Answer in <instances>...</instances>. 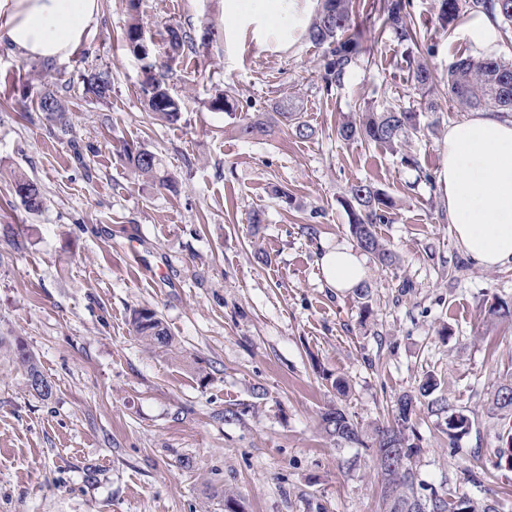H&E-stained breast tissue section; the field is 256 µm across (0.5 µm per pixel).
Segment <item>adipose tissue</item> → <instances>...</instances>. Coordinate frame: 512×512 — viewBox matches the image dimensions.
<instances>
[{
  "instance_id": "adipose-tissue-1",
  "label": "adipose tissue",
  "mask_w": 512,
  "mask_h": 512,
  "mask_svg": "<svg viewBox=\"0 0 512 512\" xmlns=\"http://www.w3.org/2000/svg\"><path fill=\"white\" fill-rule=\"evenodd\" d=\"M239 23L264 37L291 38L309 20L300 0H224ZM100 0H0V38L20 55L68 57L89 36ZM444 205L456 238L477 265H512V118L476 112L450 125L445 137ZM329 287L351 288L365 274L362 257L339 244L323 253Z\"/></svg>"
}]
</instances>
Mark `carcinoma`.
Wrapping results in <instances>:
<instances>
[{
    "instance_id": "1",
    "label": "carcinoma",
    "mask_w": 512,
    "mask_h": 512,
    "mask_svg": "<svg viewBox=\"0 0 512 512\" xmlns=\"http://www.w3.org/2000/svg\"><path fill=\"white\" fill-rule=\"evenodd\" d=\"M437 19L446 29L464 16H475L487 12L500 16L504 23L512 24V0H438ZM381 26L379 34L390 31L397 42L406 46L407 62L412 73L417 100L414 104L391 103L378 111L370 106L354 113L336 125V137L344 142H360L392 151L424 132L421 122L423 112L438 109V98L446 95L448 102L460 112L472 109L512 112V62L494 58L459 57L448 65L445 81L437 80L433 70L425 62L432 47L416 28L411 15V0H377L374 6ZM353 0H321V5L307 29L308 39L324 48L322 55V81L324 91L344 85L345 79L365 62L368 55L361 41V34L352 24ZM143 28L136 18L124 29L122 40L130 52L138 53L139 37ZM168 54L184 56L197 53V37L176 26L165 31ZM146 79L143 93L148 111L154 119L175 124L181 119V105L166 87L168 70L164 64L152 60L144 66ZM86 91L99 99L112 92V81L106 71H95L87 75ZM36 109L47 117L65 123L64 101L53 92L41 95ZM280 122L301 139L313 134V129L302 119L301 110L288 104L277 105ZM243 138L268 134L265 123L251 119L238 127ZM123 156L136 174L172 190L174 182L165 175L159 155L140 146L126 145ZM14 190L25 208L36 212L44 205L40 187L32 180L20 176L14 182ZM393 207L391 197L370 184L360 183L350 190L347 201L349 226L358 247L378 259L382 264L395 260L394 253L377 237L375 227L389 222ZM489 321L512 318V304L497 300L485 311ZM132 325L135 333L147 344L158 347L172 346L171 336L157 312L148 308L133 310ZM19 361L26 366L28 386L41 399L53 394L52 383L38 369L30 350L17 346ZM438 383L428 375L419 384L418 395L404 394L396 401L391 418L374 428V438L388 434L400 445L402 465L398 469L384 466L377 461L381 474V499L385 512H500L496 501H485L477 505L466 494L455 491H437L426 488L418 479L414 457L420 452L410 443L416 435L412 422L414 406L418 397H428L437 390ZM493 409L501 419L511 421L500 436L501 446L494 452L491 466L495 469H512V383L500 386L494 394ZM325 433L342 444H361L360 430L356 423L341 408H330L321 415ZM471 418L465 410H448V437L454 438L468 431Z\"/></svg>"
}]
</instances>
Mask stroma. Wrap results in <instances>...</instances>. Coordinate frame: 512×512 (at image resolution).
<instances>
[{"instance_id":"stroma-1","label":"stroma","mask_w":512,"mask_h":512,"mask_svg":"<svg viewBox=\"0 0 512 512\" xmlns=\"http://www.w3.org/2000/svg\"><path fill=\"white\" fill-rule=\"evenodd\" d=\"M100 4L70 57L30 59L0 41V512H224L228 495L234 512H382L374 449L336 445L321 415L343 406L371 432L429 374L442 404L415 407L420 480L444 490L456 479L458 492L512 512V471L465 479L492 460L503 427L489 405L512 381V320L484 310L512 302V266L471 262L444 211V137L463 113L440 99L435 132L399 154L346 144L335 128L359 105L415 97L392 35L328 95L322 48L302 33L262 38L224 0H140L134 15L127 0ZM412 4L437 73L472 54L463 25L440 28L437 0ZM134 16L157 60L166 25L212 30L198 54L171 61L178 123L146 110L143 63L118 39ZM91 69L110 72L108 100L86 93ZM49 91L65 100V130L23 108ZM221 93L234 113L210 109ZM280 100L302 110L312 137L277 123L238 135L243 115ZM126 144L158 153L177 192L137 177ZM20 173L39 185L40 211L16 195ZM360 182L395 201L376 233L399 258L386 267L366 255L365 301L328 287L319 266L325 248L354 242L346 201ZM137 307L157 311L171 349L138 339ZM20 344L50 399L28 388ZM452 408L472 413L453 444Z\"/></svg>"}]
</instances>
